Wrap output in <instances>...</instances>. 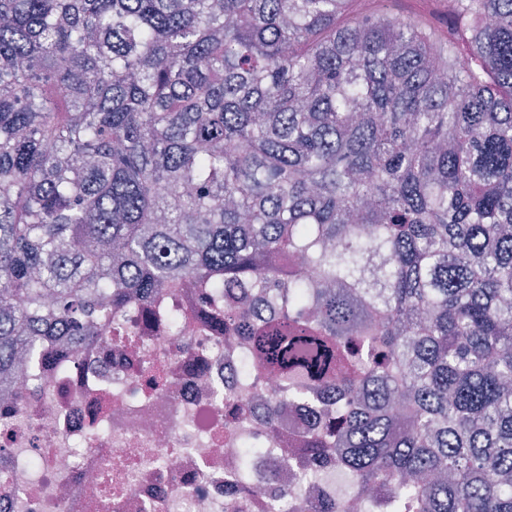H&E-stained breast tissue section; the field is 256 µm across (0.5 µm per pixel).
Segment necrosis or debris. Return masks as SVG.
Segmentation results:
<instances>
[{
	"label": "necrosis or debris",
	"instance_id": "4bbe7bcc",
	"mask_svg": "<svg viewBox=\"0 0 512 512\" xmlns=\"http://www.w3.org/2000/svg\"><path fill=\"white\" fill-rule=\"evenodd\" d=\"M197 307L194 290L180 288L153 304L155 326L127 309L122 320L137 329L128 347L36 344L24 399L0 401V472L11 477L0 512H224L244 442L266 438L257 421L235 423L225 409L259 412L256 394L277 384L262 375L242 385L244 342L227 346L193 318ZM174 310L187 315L177 334ZM329 400L320 390L282 403L280 451L256 454L241 512H295L303 471L294 450Z\"/></svg>",
	"mask_w": 512,
	"mask_h": 512
}]
</instances>
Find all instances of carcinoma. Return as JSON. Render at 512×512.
Here are the masks:
<instances>
[{"mask_svg": "<svg viewBox=\"0 0 512 512\" xmlns=\"http://www.w3.org/2000/svg\"><path fill=\"white\" fill-rule=\"evenodd\" d=\"M355 5L0 0V377L190 282L241 381L336 392L305 460L512 512V0ZM358 9L362 14H369L373 9L382 8L388 13L409 16L415 9V4L411 0H384L383 3H376L373 0H357Z\"/></svg>", "mask_w": 512, "mask_h": 512, "instance_id": "1", "label": "carcinoma"}]
</instances>
